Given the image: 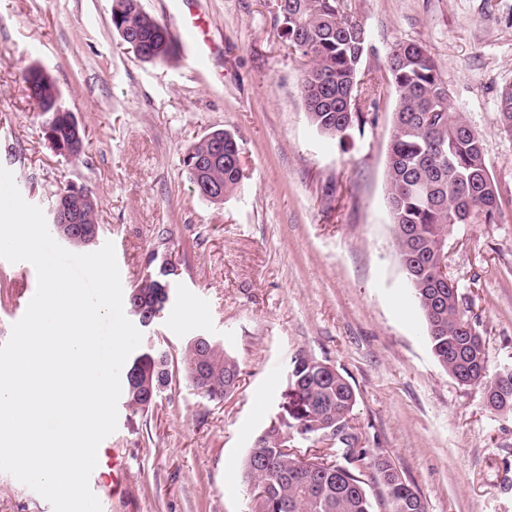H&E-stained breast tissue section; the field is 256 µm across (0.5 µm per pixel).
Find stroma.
Here are the masks:
<instances>
[{
	"label": "stroma",
	"instance_id": "stroma-1",
	"mask_svg": "<svg viewBox=\"0 0 512 512\" xmlns=\"http://www.w3.org/2000/svg\"><path fill=\"white\" fill-rule=\"evenodd\" d=\"M370 34L364 64L381 86L359 99L373 123L352 142L325 140L307 118L296 55L270 0H193L216 49L197 62L184 42L147 62L122 44L112 0H0V166L23 199L49 211L68 185L99 199L100 242H112L123 291L150 255L178 267L165 314L143 339L180 354L206 336L239 360L240 387L221 403L174 385L152 411L118 410L109 443L127 461L102 512H247L242 460L275 416L290 356L329 360L355 387L361 446L389 457L428 512H512V415L488 409L435 360L386 206L396 97L387 56L425 46L486 143L504 216L459 224L448 268L483 338L490 369L512 363V137L497 93L512 82V0H347ZM43 67L84 128L76 159L42 133L24 71ZM224 129L244 179L224 202L198 195L188 149ZM37 273L0 260V344L31 301ZM0 512H53L0 473Z\"/></svg>",
	"mask_w": 512,
	"mask_h": 512
}]
</instances>
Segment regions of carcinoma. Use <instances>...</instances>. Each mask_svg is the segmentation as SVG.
Wrapping results in <instances>:
<instances>
[{
	"instance_id": "obj_1",
	"label": "carcinoma",
	"mask_w": 512,
	"mask_h": 512,
	"mask_svg": "<svg viewBox=\"0 0 512 512\" xmlns=\"http://www.w3.org/2000/svg\"><path fill=\"white\" fill-rule=\"evenodd\" d=\"M136 0H113L112 25L138 34L142 49L153 60L174 52L167 27L134 8ZM275 17L291 51L306 59L299 84L308 119L322 135L344 143L363 133L368 115L354 110L364 85L362 64L369 35L349 13L345 0H274ZM388 71L396 106L387 160V206L397 256L406 266L426 325L427 339L440 366L456 382L480 390L488 408L512 414V364L490 371L482 336L461 303L458 287L441 280L437 267L446 258L449 218L472 211L471 223L496 224L502 216L498 185L487 164V148L466 116L444 97L448 84L430 52L417 43H398L388 54ZM24 82L39 88L34 104L46 116L51 137L85 148V129L73 127L71 113L62 112L59 91L48 74L29 68ZM497 120L512 136V83L497 95ZM222 154L206 175L189 172L196 192L199 179L216 180L224 193L243 179L240 148L224 130ZM174 280L148 270L127 297L150 315H161L173 293ZM324 360L304 350L288 363L286 386L277 417L255 437L242 462L250 491V512H373L364 467L377 473L389 512H428L420 492L396 472L389 459L359 444L351 426L357 394L341 373H329ZM241 381L238 360L215 341L200 348L189 341L175 357L161 344H152L129 361L124 404L131 412L150 411L175 383H186L207 402H222ZM330 440L339 457L292 451L298 441Z\"/></svg>"
}]
</instances>
